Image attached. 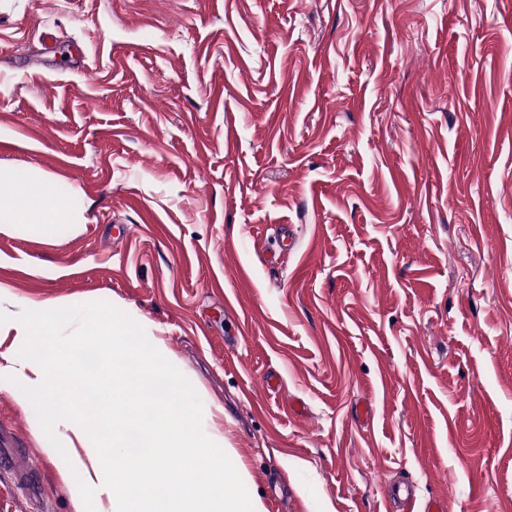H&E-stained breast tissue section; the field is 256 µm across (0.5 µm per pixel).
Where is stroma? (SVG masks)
<instances>
[{
  "label": "stroma",
  "mask_w": 512,
  "mask_h": 512,
  "mask_svg": "<svg viewBox=\"0 0 512 512\" xmlns=\"http://www.w3.org/2000/svg\"><path fill=\"white\" fill-rule=\"evenodd\" d=\"M512 0H0V307L162 340L266 512H512ZM0 375V512H85ZM47 173L17 167L0 173V224H69L72 218L65 198L56 193Z\"/></svg>",
  "instance_id": "1"
}]
</instances>
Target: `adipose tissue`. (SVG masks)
<instances>
[{
    "instance_id": "ef3b65f1",
    "label": "adipose tissue",
    "mask_w": 512,
    "mask_h": 512,
    "mask_svg": "<svg viewBox=\"0 0 512 512\" xmlns=\"http://www.w3.org/2000/svg\"><path fill=\"white\" fill-rule=\"evenodd\" d=\"M47 173L17 167L0 173V224H65L71 216L65 198L56 193Z\"/></svg>"
}]
</instances>
